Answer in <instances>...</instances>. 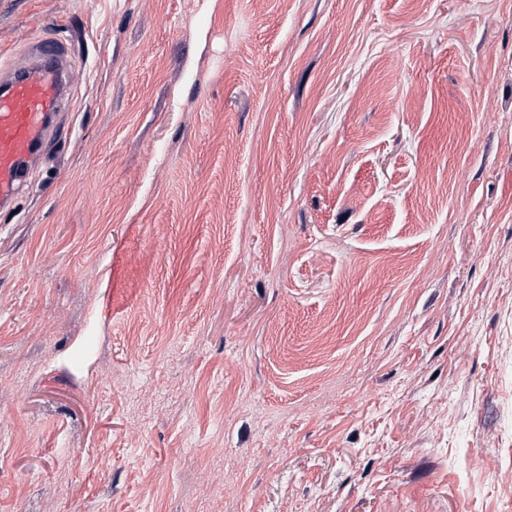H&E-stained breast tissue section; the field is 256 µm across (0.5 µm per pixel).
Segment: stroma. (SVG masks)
<instances>
[{
	"instance_id": "1",
	"label": "stroma",
	"mask_w": 512,
	"mask_h": 512,
	"mask_svg": "<svg viewBox=\"0 0 512 512\" xmlns=\"http://www.w3.org/2000/svg\"><path fill=\"white\" fill-rule=\"evenodd\" d=\"M42 31L0 512H512V0H0V74Z\"/></svg>"
}]
</instances>
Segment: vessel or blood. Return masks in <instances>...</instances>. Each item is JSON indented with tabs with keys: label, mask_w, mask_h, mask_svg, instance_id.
Wrapping results in <instances>:
<instances>
[{
	"label": "vessel or blood",
	"mask_w": 512,
	"mask_h": 512,
	"mask_svg": "<svg viewBox=\"0 0 512 512\" xmlns=\"http://www.w3.org/2000/svg\"><path fill=\"white\" fill-rule=\"evenodd\" d=\"M36 65L14 67L0 81V203H11L67 95L77 62L58 42L33 40Z\"/></svg>",
	"instance_id": "obj_1"
}]
</instances>
